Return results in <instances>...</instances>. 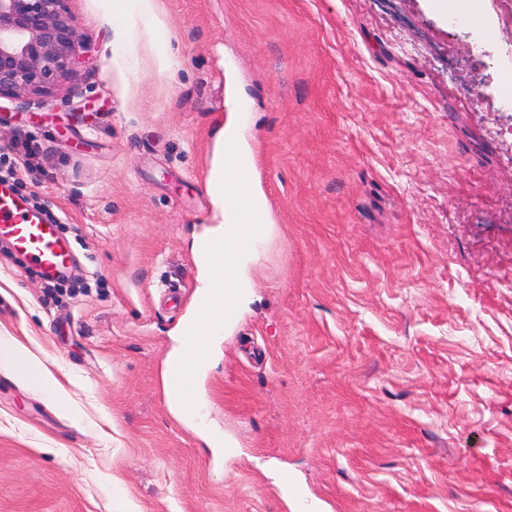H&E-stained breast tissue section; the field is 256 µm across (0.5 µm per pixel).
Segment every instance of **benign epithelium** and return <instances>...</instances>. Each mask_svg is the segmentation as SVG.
<instances>
[{
	"label": "benign epithelium",
	"mask_w": 512,
	"mask_h": 512,
	"mask_svg": "<svg viewBox=\"0 0 512 512\" xmlns=\"http://www.w3.org/2000/svg\"><path fill=\"white\" fill-rule=\"evenodd\" d=\"M82 49L66 0H0V98L52 92Z\"/></svg>",
	"instance_id": "7a95c632"
}]
</instances>
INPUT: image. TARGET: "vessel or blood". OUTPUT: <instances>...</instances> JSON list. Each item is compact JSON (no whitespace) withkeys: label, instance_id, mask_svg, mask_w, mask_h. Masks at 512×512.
<instances>
[{"label":"vessel or blood","instance_id":"b4317fda","mask_svg":"<svg viewBox=\"0 0 512 512\" xmlns=\"http://www.w3.org/2000/svg\"><path fill=\"white\" fill-rule=\"evenodd\" d=\"M0 234L8 236L15 250L33 257L45 277H56L72 264L70 251L55 225L45 223L6 184H0Z\"/></svg>","mask_w":512,"mask_h":512}]
</instances>
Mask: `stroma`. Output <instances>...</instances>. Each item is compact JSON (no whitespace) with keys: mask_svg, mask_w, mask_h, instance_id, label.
<instances>
[{"mask_svg":"<svg viewBox=\"0 0 512 512\" xmlns=\"http://www.w3.org/2000/svg\"><path fill=\"white\" fill-rule=\"evenodd\" d=\"M155 3L67 0L86 53L0 98L75 257L52 288L0 240V331L68 401L0 371V512H302L286 474L319 512H512V0ZM221 129L271 231L180 419ZM154 2V0H114L112 2L113 20L123 21L129 10L133 7H138L145 14L154 15Z\"/></svg>","mask_w":512,"mask_h":512,"instance_id":"obj_1","label":"stroma"}]
</instances>
